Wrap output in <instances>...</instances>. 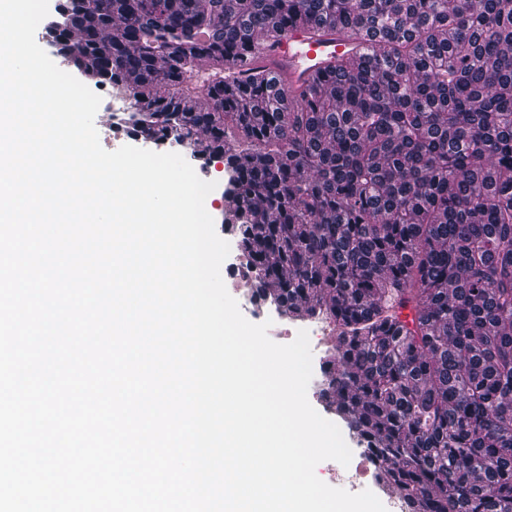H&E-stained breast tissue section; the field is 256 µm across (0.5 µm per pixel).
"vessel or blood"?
<instances>
[{
    "label": "vessel or blood",
    "instance_id": "b4317fda",
    "mask_svg": "<svg viewBox=\"0 0 512 512\" xmlns=\"http://www.w3.org/2000/svg\"><path fill=\"white\" fill-rule=\"evenodd\" d=\"M364 45L362 37L329 29L317 36L297 27L283 34L274 44L259 48L269 63L268 71L278 86L305 88L315 84L320 68L336 62L343 53L358 54Z\"/></svg>",
    "mask_w": 512,
    "mask_h": 512
}]
</instances>
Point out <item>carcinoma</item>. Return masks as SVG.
Wrapping results in <instances>:
<instances>
[{
    "instance_id": "1",
    "label": "carcinoma",
    "mask_w": 512,
    "mask_h": 512,
    "mask_svg": "<svg viewBox=\"0 0 512 512\" xmlns=\"http://www.w3.org/2000/svg\"><path fill=\"white\" fill-rule=\"evenodd\" d=\"M297 26L377 40L286 104L257 51ZM45 31L127 133L224 160L253 302L332 326L319 399L402 512H512V0H64Z\"/></svg>"
}]
</instances>
